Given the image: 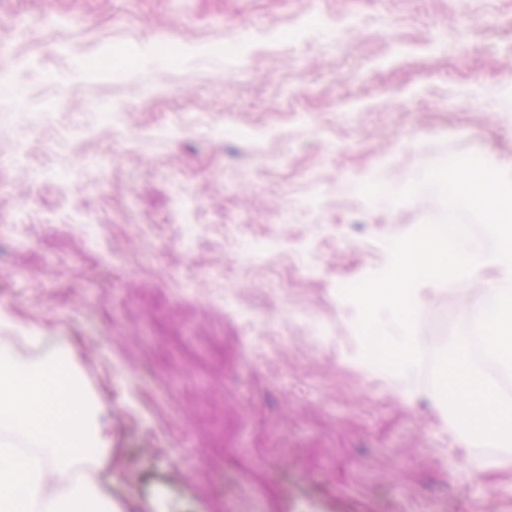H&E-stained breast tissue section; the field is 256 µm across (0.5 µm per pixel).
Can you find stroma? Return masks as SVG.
Listing matches in <instances>:
<instances>
[{"mask_svg":"<svg viewBox=\"0 0 512 512\" xmlns=\"http://www.w3.org/2000/svg\"><path fill=\"white\" fill-rule=\"evenodd\" d=\"M1 79L0 306L109 408L78 473L114 512H512V446L340 301L442 211L361 184L512 173V0H0ZM467 286L417 315L437 350Z\"/></svg>","mask_w":512,"mask_h":512,"instance_id":"obj_1","label":"stroma"}]
</instances>
